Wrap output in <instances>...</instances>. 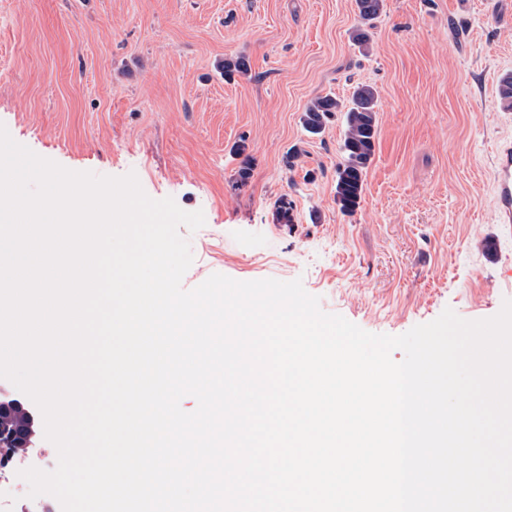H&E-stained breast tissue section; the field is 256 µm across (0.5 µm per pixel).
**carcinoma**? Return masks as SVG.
<instances>
[{
    "mask_svg": "<svg viewBox=\"0 0 512 512\" xmlns=\"http://www.w3.org/2000/svg\"><path fill=\"white\" fill-rule=\"evenodd\" d=\"M359 24L356 41L367 44V28L382 12L384 0H356ZM378 95L376 89L359 84L347 103L333 97H320L311 102L302 116L305 132L320 134L336 112L344 113L345 129L341 144V161L336 169V203L342 213L351 215L358 209L364 182L376 151L378 131Z\"/></svg>",
    "mask_w": 512,
    "mask_h": 512,
    "instance_id": "carcinoma-1",
    "label": "carcinoma"
}]
</instances>
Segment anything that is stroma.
<instances>
[{
  "mask_svg": "<svg viewBox=\"0 0 512 512\" xmlns=\"http://www.w3.org/2000/svg\"><path fill=\"white\" fill-rule=\"evenodd\" d=\"M356 25V0H0V123L67 169L132 172L149 197L202 211V228L180 230L184 289L215 273L298 278L322 311L375 334L448 307L493 317L512 300V226L490 203L492 150L512 136L499 93L512 0H384L365 52ZM240 56L248 74L225 80ZM360 84L378 91L376 152L345 215L343 116L315 137L301 117Z\"/></svg>",
  "mask_w": 512,
  "mask_h": 512,
  "instance_id": "35a3bbf8",
  "label": "stroma"
}]
</instances>
